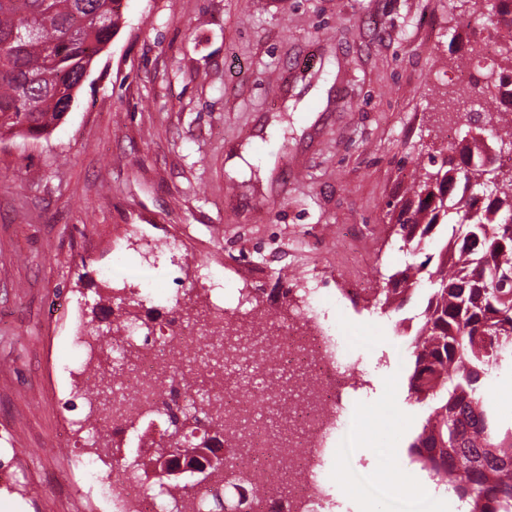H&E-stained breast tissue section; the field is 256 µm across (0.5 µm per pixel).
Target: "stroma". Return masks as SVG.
<instances>
[{"mask_svg": "<svg viewBox=\"0 0 512 512\" xmlns=\"http://www.w3.org/2000/svg\"><path fill=\"white\" fill-rule=\"evenodd\" d=\"M459 0H121V24L59 125L0 138V464L34 459L32 494L0 483V512H51L96 490L60 447L79 382L74 337L108 327L123 271L160 326L206 293L250 297L287 325L320 288L350 358L363 420L323 478L351 512H408L420 491L453 500L412 460L427 412L408 399L411 341L426 300L383 312L378 288L413 262L387 204L465 128L443 110L493 62ZM182 246L171 264L168 245ZM159 254L141 269L138 247Z\"/></svg>", "mask_w": 512, "mask_h": 512, "instance_id": "obj_1", "label": "stroma"}]
</instances>
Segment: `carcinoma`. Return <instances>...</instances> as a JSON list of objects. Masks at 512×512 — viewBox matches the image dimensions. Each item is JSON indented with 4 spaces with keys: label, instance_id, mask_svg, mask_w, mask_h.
I'll return each mask as SVG.
<instances>
[{
    "label": "carcinoma",
    "instance_id": "carcinoma-1",
    "mask_svg": "<svg viewBox=\"0 0 512 512\" xmlns=\"http://www.w3.org/2000/svg\"><path fill=\"white\" fill-rule=\"evenodd\" d=\"M121 0H0V136L38 139L57 125L81 85L99 44L116 33ZM470 15L493 28L512 13L496 0L487 14L471 0ZM498 77L512 76V41L501 48ZM477 135L429 155L409 190L388 203L404 242L443 244L438 256L387 277L381 309L400 308L404 295L428 284V299L414 338L403 345L412 363L409 400L428 415L409 454L435 481L448 479L467 512H512V407L487 395L492 372L512 368V129L508 113L486 104L467 112ZM495 171L489 187L484 166ZM197 329V353L214 363L237 350L207 336L206 310L187 313Z\"/></svg>",
    "mask_w": 512,
    "mask_h": 512
}]
</instances>
